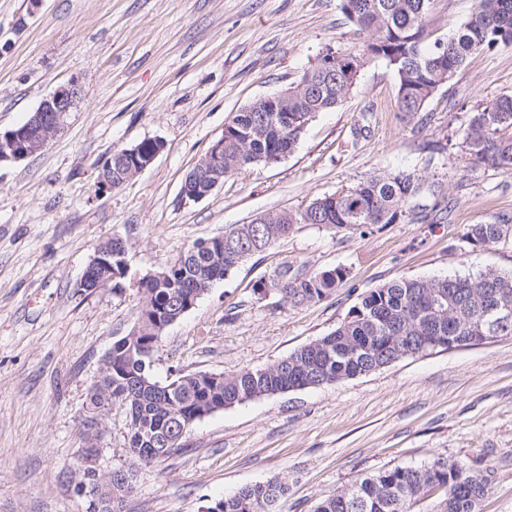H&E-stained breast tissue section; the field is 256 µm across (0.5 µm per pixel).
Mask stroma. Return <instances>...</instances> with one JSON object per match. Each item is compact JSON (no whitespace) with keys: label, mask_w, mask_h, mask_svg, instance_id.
Here are the masks:
<instances>
[{"label":"stroma","mask_w":512,"mask_h":512,"mask_svg":"<svg viewBox=\"0 0 512 512\" xmlns=\"http://www.w3.org/2000/svg\"><path fill=\"white\" fill-rule=\"evenodd\" d=\"M474 4L430 0V38L455 34ZM362 42L339 0H0V131L58 87L81 86L61 133L0 166V512H88L79 454L90 445L99 477L132 474L119 512H205L275 477L288 490L274 512H314L374 472L437 458L491 469L479 512H512V335L224 408L148 464L128 453L120 405L88 438L91 387L138 321L142 279L231 225L303 210L379 173L420 174L448 199L445 218L423 223L297 225L165 330L159 382L266 367L392 280L512 271V247L460 241L466 225L512 212V174L470 163L462 144L472 112L512 95V45L469 56L412 116L398 108L394 70L364 59L347 99L317 113L285 159L239 170L201 200L182 197L186 174L235 112L297 81L326 51L360 55ZM357 126L365 132L355 138ZM145 139L165 144L155 162L99 192L105 159ZM113 237L127 249L121 288L84 290L96 246ZM284 265L345 266L351 276L301 306L255 292Z\"/></svg>","instance_id":"stroma-1"}]
</instances>
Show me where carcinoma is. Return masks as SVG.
Segmentation results:
<instances>
[{
	"instance_id": "1",
	"label": "carcinoma",
	"mask_w": 512,
	"mask_h": 512,
	"mask_svg": "<svg viewBox=\"0 0 512 512\" xmlns=\"http://www.w3.org/2000/svg\"><path fill=\"white\" fill-rule=\"evenodd\" d=\"M429 0H340L344 17L365 35L363 54L385 60L398 79L402 112L420 111L442 86L450 83L474 52L512 44V0H476L459 31L424 44ZM351 56H322L288 87V111L253 102L224 126V162L228 177L257 163L272 164L288 156L318 112L341 104L354 86L348 70ZM463 144L476 165L512 174V96L504 95L473 113L463 131ZM127 159L112 152V169L103 171L116 189L130 166L144 161L155 140L137 144ZM208 171L193 168L182 184L191 191L209 187ZM430 206L419 204L424 196ZM442 189L414 173L372 176L354 187L314 199L303 211L269 213L257 224H236L224 235L196 241L167 270L143 280V308L125 343H112V357L90 392L89 422L106 412L108 402L126 408L128 450L150 463L182 447V429L236 404L291 390L315 388L364 375L400 359L433 352L424 336L468 346L485 336L512 334V273L486 269L476 274L440 278H401L371 289L357 299L336 328L261 369L230 376L206 372L178 374L160 384L152 373L153 356L165 330L179 321L213 286L252 255L290 233L296 224L330 229H356L367 224L424 222L441 209ZM460 240L472 247L512 244V213L468 225ZM99 249H112V266L89 269L88 290L121 287L127 273L122 247L109 239ZM351 271L336 266L305 272L288 266L254 285L273 290L282 299L302 304L320 301L349 279ZM441 296L451 309L433 310ZM493 303L509 307L511 319L496 329L486 325L485 310ZM492 471L460 460L438 458L417 467L396 466L373 473L321 501L315 512H410L431 492L440 496L430 512H478L488 493ZM288 490L274 478L246 485L214 501L206 512H271Z\"/></svg>"
}]
</instances>
